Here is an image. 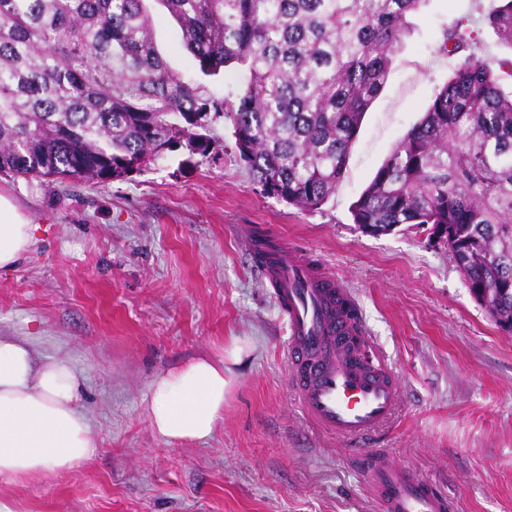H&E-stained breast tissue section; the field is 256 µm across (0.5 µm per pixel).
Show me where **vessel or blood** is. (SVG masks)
<instances>
[{"mask_svg": "<svg viewBox=\"0 0 512 512\" xmlns=\"http://www.w3.org/2000/svg\"><path fill=\"white\" fill-rule=\"evenodd\" d=\"M253 251L288 324L289 384L304 415L332 435L363 440L392 417L398 389L368 354L362 322L348 291L325 267L265 236ZM359 467L386 512H448L432 483L379 453Z\"/></svg>", "mask_w": 512, "mask_h": 512, "instance_id": "vessel-or-blood-1", "label": "vessel or blood"}]
</instances>
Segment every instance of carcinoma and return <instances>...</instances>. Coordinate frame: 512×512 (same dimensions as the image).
<instances>
[{
	"label": "carcinoma",
	"instance_id": "obj_1",
	"mask_svg": "<svg viewBox=\"0 0 512 512\" xmlns=\"http://www.w3.org/2000/svg\"><path fill=\"white\" fill-rule=\"evenodd\" d=\"M146 0H0V174L123 179L224 115L265 194L328 202L363 118L427 0H159L205 76L235 67L217 101L158 52ZM486 21L512 46V0ZM351 206L371 236L428 226L472 297L512 333V90L473 50Z\"/></svg>",
	"mask_w": 512,
	"mask_h": 512
}]
</instances>
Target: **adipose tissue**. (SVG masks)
Segmentation results:
<instances>
[{
  "mask_svg": "<svg viewBox=\"0 0 512 512\" xmlns=\"http://www.w3.org/2000/svg\"><path fill=\"white\" fill-rule=\"evenodd\" d=\"M33 242V225L0 194V269L17 266ZM226 386L220 353L159 374L145 399L151 428L170 441L209 438L224 418ZM81 390L70 364L36 361L28 341L0 336V480L70 470L95 455Z\"/></svg>",
  "mask_w": 512,
  "mask_h": 512,
  "instance_id": "ef3b65f1",
  "label": "adipose tissue"
}]
</instances>
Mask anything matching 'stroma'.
Returning <instances> with one entry per match:
<instances>
[{"mask_svg":"<svg viewBox=\"0 0 512 512\" xmlns=\"http://www.w3.org/2000/svg\"><path fill=\"white\" fill-rule=\"evenodd\" d=\"M488 5L428 0L321 209L265 195L221 118L205 132L207 152L181 145L121 180L0 175V193L37 226L24 261L0 272V336L81 373L99 448L77 470L0 485V495L20 512H381L356 464L380 451L436 484L452 512H512V335L425 229L373 237L350 213L456 68L458 56L440 49L445 29L467 21L492 69L512 62L486 23ZM148 7L169 66L216 99L234 98L238 71L202 77L173 18L158 0ZM261 230L350 291L396 377V413L370 439L316 430L295 401L288 329L249 248ZM237 346L240 362H224L231 384L212 437L178 443L155 433L143 411L152 379Z\"/></svg>","mask_w":512,"mask_h":512,"instance_id":"1","label":"stroma"}]
</instances>
